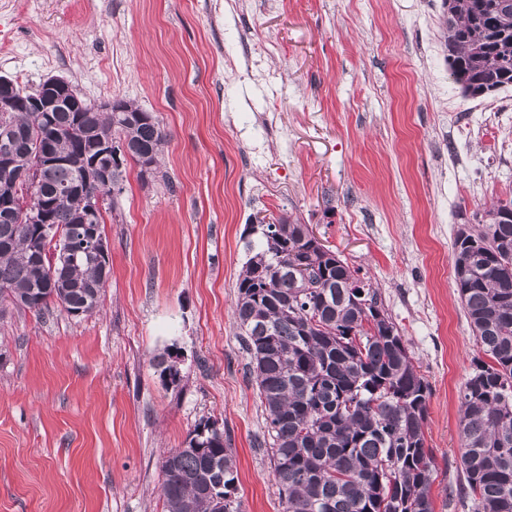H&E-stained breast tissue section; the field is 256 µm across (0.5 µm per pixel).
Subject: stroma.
Returning <instances> with one entry per match:
<instances>
[{"label": "stroma", "instance_id": "stroma-1", "mask_svg": "<svg viewBox=\"0 0 512 512\" xmlns=\"http://www.w3.org/2000/svg\"><path fill=\"white\" fill-rule=\"evenodd\" d=\"M443 0H0V77L67 78L168 135L104 207L99 312L0 316V512H164L161 465L204 420L247 512H283L232 316L259 214H287L381 294L431 387L435 512L479 354L454 284L463 220L512 196V89L463 97ZM177 355L180 381L154 360Z\"/></svg>", "mask_w": 512, "mask_h": 512}]
</instances>
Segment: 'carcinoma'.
Listing matches in <instances>:
<instances>
[{"instance_id": "carcinoma-1", "label": "carcinoma", "mask_w": 512, "mask_h": 512, "mask_svg": "<svg viewBox=\"0 0 512 512\" xmlns=\"http://www.w3.org/2000/svg\"><path fill=\"white\" fill-rule=\"evenodd\" d=\"M512 0H445L444 46L463 96L471 88L512 87ZM130 118L92 103L13 112L15 168L42 163L48 146L66 159L43 169L22 205L0 214V308L43 313L50 305L86 315L100 305L110 272L81 239L85 157L98 139L127 143L137 166L156 176L166 143L160 121L118 100ZM52 204L61 243L36 236L23 206ZM500 199L475 224L461 225L453 247L454 281L476 344L477 360L460 390V465L465 512H512V219ZM236 283L233 315L264 407L270 464L284 512H434L436 471L425 423L431 395L377 289L307 224L280 215L253 229ZM165 512H245L231 440L214 421L190 431L185 447L162 462Z\"/></svg>"}]
</instances>
